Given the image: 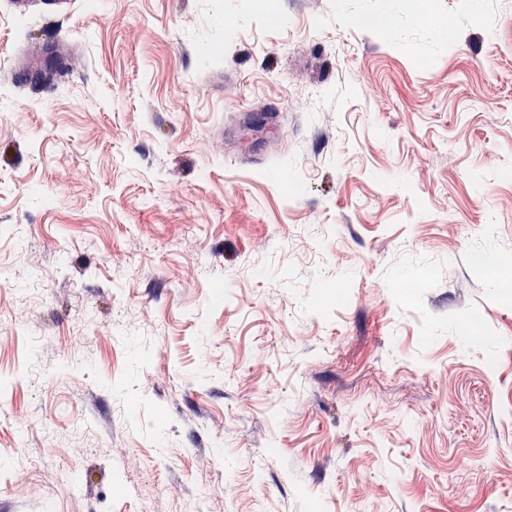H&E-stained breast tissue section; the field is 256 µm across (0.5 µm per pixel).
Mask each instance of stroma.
Instances as JSON below:
<instances>
[{
  "label": "stroma",
  "instance_id": "1",
  "mask_svg": "<svg viewBox=\"0 0 512 512\" xmlns=\"http://www.w3.org/2000/svg\"><path fill=\"white\" fill-rule=\"evenodd\" d=\"M504 271L512 0H0V512H512Z\"/></svg>",
  "mask_w": 512,
  "mask_h": 512
}]
</instances>
